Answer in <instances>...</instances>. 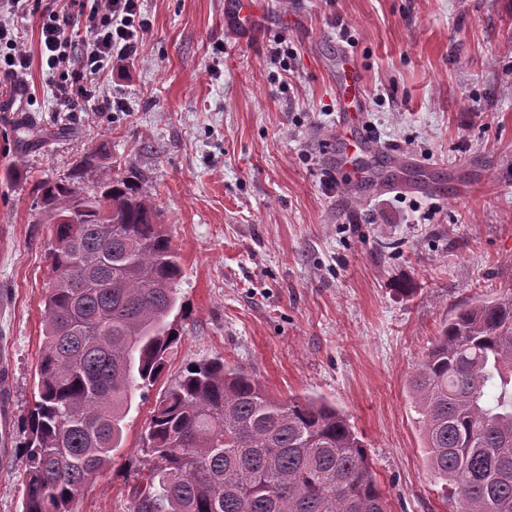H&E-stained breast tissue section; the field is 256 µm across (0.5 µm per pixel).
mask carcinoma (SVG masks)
<instances>
[{"label": "carcinoma", "mask_w": 512, "mask_h": 512, "mask_svg": "<svg viewBox=\"0 0 512 512\" xmlns=\"http://www.w3.org/2000/svg\"><path fill=\"white\" fill-rule=\"evenodd\" d=\"M54 243L38 400L27 417L23 512H69L122 447L134 394L178 336L182 278L156 209L106 173L36 186ZM156 403L130 512H389L364 441L335 405L281 400L215 358ZM432 476L453 512H512V296L465 304L410 382Z\"/></svg>", "instance_id": "1"}]
</instances>
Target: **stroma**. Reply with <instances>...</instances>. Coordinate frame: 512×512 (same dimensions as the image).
Instances as JSON below:
<instances>
[{"instance_id": "obj_1", "label": "stroma", "mask_w": 512, "mask_h": 512, "mask_svg": "<svg viewBox=\"0 0 512 512\" xmlns=\"http://www.w3.org/2000/svg\"><path fill=\"white\" fill-rule=\"evenodd\" d=\"M228 3L141 0L138 56L113 59L110 106L82 112L40 62L41 0L14 19L32 63L23 87L0 75V512H22L44 349L52 239L34 187L78 173L92 195L107 170L142 186L180 255V339L70 512H129L156 401L214 358L342 409L392 512L447 510L408 382L459 306L512 293V0H258L246 43ZM341 51L381 145L436 190L327 186ZM27 125L62 134L24 148Z\"/></svg>"}]
</instances>
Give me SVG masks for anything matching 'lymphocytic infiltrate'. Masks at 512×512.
Listing matches in <instances>:
<instances>
[{"label":"lymphocytic infiltrate","mask_w":512,"mask_h":512,"mask_svg":"<svg viewBox=\"0 0 512 512\" xmlns=\"http://www.w3.org/2000/svg\"><path fill=\"white\" fill-rule=\"evenodd\" d=\"M27 0H0V43L10 57L7 73L22 78L31 65L24 40L15 34L11 22L22 13ZM140 0H46L40 24V55L48 68L60 70L57 97L68 111L83 110L86 102L100 93L105 66L112 57L135 58L149 29L141 18ZM88 12L89 24L83 36L68 32L74 16Z\"/></svg>","instance_id":"f902f5d3"}]
</instances>
